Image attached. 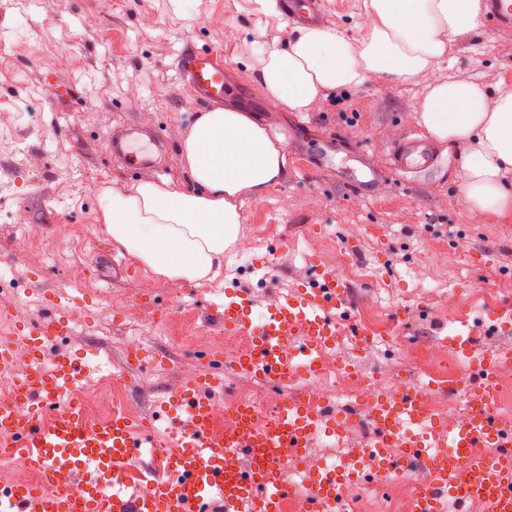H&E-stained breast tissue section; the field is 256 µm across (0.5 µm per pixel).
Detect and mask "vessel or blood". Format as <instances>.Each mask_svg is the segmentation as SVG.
I'll list each match as a JSON object with an SVG mask.
<instances>
[{
    "instance_id": "obj_1",
    "label": "vessel or blood",
    "mask_w": 512,
    "mask_h": 512,
    "mask_svg": "<svg viewBox=\"0 0 512 512\" xmlns=\"http://www.w3.org/2000/svg\"><path fill=\"white\" fill-rule=\"evenodd\" d=\"M481 12L489 25H512V0H481ZM179 66L200 98L223 100L224 63L214 49H193ZM393 159L396 170L412 174L436 162L420 138L406 140ZM321 277L323 287L298 289L257 317L244 289L216 304L225 333L250 339L234 374L274 384L318 370L323 353L340 338V316L350 313L347 286L334 272ZM68 330L54 314L30 326L24 350L30 371L17 384V400L0 405V446L46 475L45 488L0 491V512H214L219 505L224 512H282L297 493L282 478V449L301 455L315 434L336 433L334 407L307 390L271 411L251 399L234 401V426L217 430L214 395L223 390L224 375L213 371L183 379L162 404L170 440L157 437L152 422L136 423L121 409L91 419L73 398L91 366L62 353L50 368L41 366L47 345ZM291 339L300 341L303 356L293 365L285 347ZM493 362L487 356L475 360L474 371L449 376V396L467 402L465 415L451 426L431 416L423 390L377 396L363 448L336 467L308 473L304 493L316 512H341L347 482L381 481L417 465L432 479L416 483L401 512H464L471 501L488 512H512V422L497 413ZM393 444L399 455H389ZM477 448L487 456H474ZM146 450L156 456L157 471L135 477L131 464Z\"/></svg>"
}]
</instances>
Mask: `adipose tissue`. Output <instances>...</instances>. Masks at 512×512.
Segmentation results:
<instances>
[{"mask_svg": "<svg viewBox=\"0 0 512 512\" xmlns=\"http://www.w3.org/2000/svg\"><path fill=\"white\" fill-rule=\"evenodd\" d=\"M351 42L340 29L295 27L281 48L263 51L257 87L276 108L307 110L326 91L410 80L449 57L453 38L479 25V0H363ZM430 139L472 148L465 194L496 218L512 214L502 176L512 170V86L459 80L430 85L416 115ZM181 179L144 180L132 192L105 189L99 219L114 246L167 280L219 276L226 251L242 245L243 196L262 197L287 169L282 134L224 105L200 113L178 134Z\"/></svg>", "mask_w": 512, "mask_h": 512, "instance_id": "adipose-tissue-1", "label": "adipose tissue"}]
</instances>
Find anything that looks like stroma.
Instances as JSON below:
<instances>
[{
    "label": "stroma",
    "instance_id": "1",
    "mask_svg": "<svg viewBox=\"0 0 512 512\" xmlns=\"http://www.w3.org/2000/svg\"><path fill=\"white\" fill-rule=\"evenodd\" d=\"M292 30L274 0H38L27 10L0 0V269L14 273L0 304L11 306L19 329L47 317L66 291L80 324L59 349L96 365L92 381L123 378L117 403L134 418L153 415L185 373L204 369L201 350L223 345L212 304L225 292L249 290L258 316L319 283L323 267L351 288L355 320L370 310L384 324V342L361 349L347 332L336 345L360 376L427 384L418 352L454 336L465 309L474 358L512 348V333L492 328L494 307L512 302V262L475 258L512 253V218L470 207L468 146L435 144L438 166L411 179L391 155L418 132L427 85L512 84V27L482 24L454 36L451 59L411 81L330 91L307 111L279 112L257 92L256 51L285 45ZM191 45L222 52L230 102L277 127L288 156L279 183L243 199L249 252H228L217 278L195 283L154 278L119 253L98 205L104 188L128 192L143 180L181 177L173 132L207 109L177 70ZM130 128L165 143L151 168L112 154L109 136ZM401 306L403 321L395 318ZM138 347L166 357V366L131 365ZM295 392L236 376L219 398L257 397L270 408ZM322 393L356 424L311 440L310 452L335 462L362 447L369 408L337 396L332 384Z\"/></svg>",
    "mask_w": 512,
    "mask_h": 512
}]
</instances>
